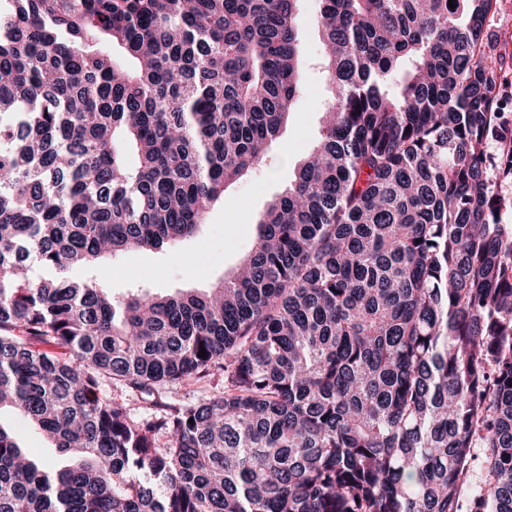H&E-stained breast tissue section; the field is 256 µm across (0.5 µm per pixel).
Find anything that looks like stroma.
I'll return each mask as SVG.
<instances>
[{
  "label": "stroma",
  "mask_w": 512,
  "mask_h": 512,
  "mask_svg": "<svg viewBox=\"0 0 512 512\" xmlns=\"http://www.w3.org/2000/svg\"><path fill=\"white\" fill-rule=\"evenodd\" d=\"M319 0H301L298 31L303 61L302 93L280 137L268 148L260 166L231 186L196 233L162 251H129L107 261L104 277L114 294L144 286L155 292L206 288L230 277L250 251L255 222L267 203L293 181L295 171L316 144L329 85L316 63L321 53L317 32ZM486 54L498 70L500 103L512 113V0H495L487 21ZM0 426L13 431L35 459L53 456L51 442L34 426L9 410L0 411Z\"/></svg>",
  "instance_id": "1"
}]
</instances>
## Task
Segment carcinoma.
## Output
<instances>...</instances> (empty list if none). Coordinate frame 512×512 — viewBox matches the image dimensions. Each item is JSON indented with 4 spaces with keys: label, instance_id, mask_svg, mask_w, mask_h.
Wrapping results in <instances>:
<instances>
[{
    "label": "carcinoma",
    "instance_id": "obj_1",
    "mask_svg": "<svg viewBox=\"0 0 512 512\" xmlns=\"http://www.w3.org/2000/svg\"><path fill=\"white\" fill-rule=\"evenodd\" d=\"M298 2L0 0V408L69 460L0 426V512H512L493 0H321V135L243 272L121 300L100 274L192 236L279 137ZM224 376L216 375L211 381L197 385L169 384L163 388L164 400L171 404H186L209 398L223 391ZM102 395L106 398L112 399L118 403H123L135 417H144L148 414V410L137 400V396L132 391L124 388H116L111 386H105L102 390ZM0 422L3 427L13 431L20 444L35 459L44 460L54 456L52 443L34 426L23 421L15 413L1 409Z\"/></svg>",
    "mask_w": 512,
    "mask_h": 512
}]
</instances>
